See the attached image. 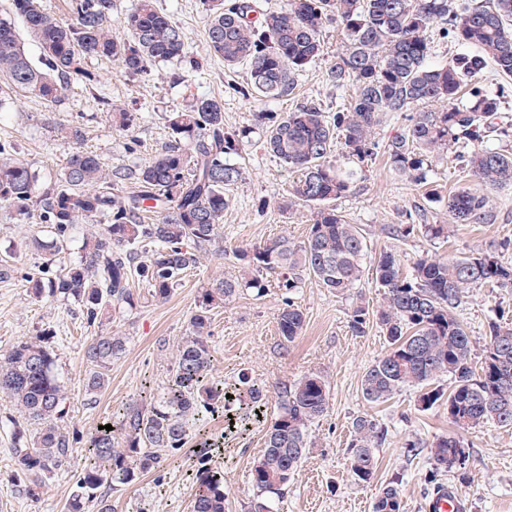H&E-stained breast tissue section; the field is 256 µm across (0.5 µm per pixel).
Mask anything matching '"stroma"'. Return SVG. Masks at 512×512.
Listing matches in <instances>:
<instances>
[{
    "instance_id": "obj_1",
    "label": "stroma",
    "mask_w": 512,
    "mask_h": 512,
    "mask_svg": "<svg viewBox=\"0 0 512 512\" xmlns=\"http://www.w3.org/2000/svg\"><path fill=\"white\" fill-rule=\"evenodd\" d=\"M156 2L183 29L190 52L204 64L202 71L187 73L184 83L174 84L168 78L171 66L167 63L153 66L146 75L130 76L116 62L92 60L87 68L97 76L96 85L75 82L67 97L56 104L21 92L17 104L0 111V145L45 181L59 177L76 148L58 136L57 126L78 117L85 124L81 146L113 166L151 161L171 140L166 113L188 105L196 95L223 100L225 129L251 131L239 160L244 178L224 212L218 253H207L166 300L155 299L145 286L133 283V307L113 311L111 321L99 328L87 324L77 302L46 293L34 295L24 279L33 270L58 274L64 265L76 261L93 225H74L64 250L52 258L31 244L32 237H49V225L34 216L17 218L0 207V265L13 267L10 275L0 277V353L8 352L19 340L44 337L57 355L56 371L65 388V424L85 438L96 434L119 409L163 394L172 375L176 346L189 332L202 289L223 275L238 273L236 250L278 235L302 241L310 224L309 207L298 206L286 214L277 208L291 176L265 152L259 133L253 132V105L231 88L232 83L245 80V70L225 71L223 60L209 55L208 15L201 0ZM347 99V93L327 84L325 68L319 65L298 77L291 95L267 104L266 109L289 112L299 103L313 101L332 112ZM109 101L136 114L131 133L113 130L106 118ZM427 164L428 179L441 193L477 187L474 177L457 167L453 152L431 154ZM488 196L497 215L495 223L451 224L447 238L419 231L407 237L388 235L385 226L400 223L407 211L422 213L428 224L450 222L447 212L428 205L421 191L393 171L381 153L364 168L355 190L338 199L336 207L361 224L369 254L395 251L406 267L421 257L485 251L496 252L504 263L512 264V187L489 191ZM263 201L268 204L264 210L259 207ZM382 294L369 271L357 290L341 295L303 276L295 300L305 315V325L301 335L287 345L281 343L277 331L279 289L271 287L260 295L248 291L232 305L213 308L210 376L223 381L225 390H233L242 377L269 392L278 382L310 374L325 380L329 407L309 428L310 448L282 494L260 495L251 485L250 474L264 449L277 405L270 398L260 409L247 413L232 404H218L183 448L170 452L134 483L107 489L114 512H141L145 507L150 512H192L196 473L204 467L223 469L229 512H261L264 503L273 505L275 512H374L379 495L388 486L398 491L400 512H424L426 500L442 484L457 488L468 512H512V428L487 423L465 431V466L448 473L435 469L430 455L432 442L454 430L446 406L423 409L420 391L414 387L402 389L383 403L363 399V374L389 348L375 317ZM359 302L370 312L361 335L353 333L349 324ZM458 314L475 351H482L489 322L501 315L512 320V286L467 289ZM100 330L125 336L127 344L112 362L107 386L92 394L83 383L87 370L84 347ZM13 411L9 399L0 400V512H67L82 450H75L70 464L48 480L39 498L20 494L11 455L9 418ZM360 416L374 420L383 432L374 450L377 470L367 483L355 480L349 465L352 422Z\"/></svg>"
}]
</instances>
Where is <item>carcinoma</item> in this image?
Wrapping results in <instances>:
<instances>
[{"label": "carcinoma", "instance_id": "cac0c4a2", "mask_svg": "<svg viewBox=\"0 0 512 512\" xmlns=\"http://www.w3.org/2000/svg\"><path fill=\"white\" fill-rule=\"evenodd\" d=\"M209 16L206 41L224 67H246V80L232 90L253 104L266 105L294 92L296 77L322 61V32L336 26L344 46L326 68L327 81L350 92L348 104L328 112L306 102L291 112L254 113L263 147L294 174L281 212L304 204L313 208L308 235L300 242L285 236L237 251L242 273L216 279L201 291L189 334L176 346L174 374L162 400L150 407L132 406L115 416L114 431L90 437L78 473L77 490L68 512H84L97 501L98 512H112L103 487L128 485L158 466L170 450L183 447L201 409L227 400L224 382L210 379L212 335L210 308L228 305L252 289L263 293V273L277 275L282 294L277 329L291 343L303 330L305 316L293 295L306 273L331 293L342 294L361 281L366 242L359 225L337 211L333 201L352 190L358 170L377 154L376 129L384 115L401 113L406 129L386 146L393 170L411 182L427 184L424 164L435 151L457 149V158L475 177L478 188L444 197L429 191L454 224H488V190L512 186V152L489 146L512 135V122L499 123L498 96L476 91L459 102L463 78L487 66L512 77V0H288L280 11L257 9L253 0H202ZM114 0H69L71 19L64 21L37 6V0H12L0 14V109L9 97L26 92L59 102L72 83L94 81L85 65L111 59L124 72L141 75L158 62L178 67L171 74L202 63L188 50L177 22L155 0L138 4L113 19ZM40 48L38 60L25 51L15 19ZM118 22L124 37L112 35ZM475 49L476 54L434 65L429 29ZM113 130L130 132L136 117L113 104ZM166 122L178 144L162 149L146 165L110 166L99 155L74 151L59 179L42 182L36 173L0 146V206L26 218L36 212L50 225L51 240L33 244L57 255L75 224L106 221L86 236L78 262L48 281L31 277L35 293L72 298L83 307L89 325L112 318V309L133 305L131 272L154 298L169 297L203 253L219 242L221 221L231 189L243 179L236 158L246 131L224 129V109L213 98L196 97L186 109L167 113ZM59 136L75 145L84 140L79 122L61 124ZM344 150L348 166L333 154ZM154 214L152 222L145 215ZM422 228L432 236L445 224L417 225L412 215L395 232L408 237ZM373 271L383 288L379 321L390 339L389 350L364 373L361 392L370 403L384 402L405 387L424 389L420 402L429 408L440 400L460 430L494 422L512 426V323H489V341L478 357L466 325L457 314L465 289L487 282L512 284V265L495 253L448 259L420 258L408 272L401 258L383 251L373 258ZM368 309H352L350 328L365 331ZM126 337L110 332L90 337L84 348L85 389L101 390L112 360L123 353ZM447 375L448 392L428 389ZM0 394L13 403L17 417L13 461L27 492L37 498L44 478L69 465L78 436L62 424L64 393L56 373V354L38 338L18 341L0 355ZM266 398L250 386L236 395L241 406L256 407ZM277 415L268 427L264 451L252 471L258 492L279 495L297 472L308 448V428L329 405L324 379L307 375L276 389ZM121 441H116V438ZM381 438L377 424L364 416L353 421L349 442L350 469L368 482L376 469L373 448ZM438 470H460L467 459L463 439L450 434L431 447ZM375 512H399L396 489L386 488ZM193 512H229L224 470L205 468L196 480Z\"/></svg>", "mask_w": 512, "mask_h": 512}]
</instances>
